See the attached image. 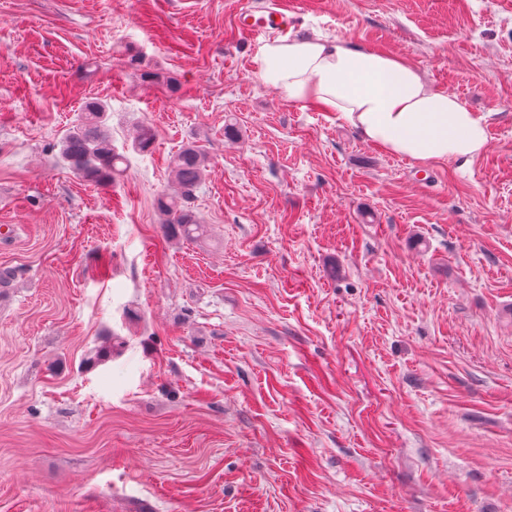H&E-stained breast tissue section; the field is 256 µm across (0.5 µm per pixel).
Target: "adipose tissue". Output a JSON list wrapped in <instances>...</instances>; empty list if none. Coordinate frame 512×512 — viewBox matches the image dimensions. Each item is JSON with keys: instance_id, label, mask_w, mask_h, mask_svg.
<instances>
[{"instance_id": "adipose-tissue-1", "label": "adipose tissue", "mask_w": 512, "mask_h": 512, "mask_svg": "<svg viewBox=\"0 0 512 512\" xmlns=\"http://www.w3.org/2000/svg\"><path fill=\"white\" fill-rule=\"evenodd\" d=\"M255 63L268 88L329 113L391 155L465 167L487 147L485 115L387 53L341 38L288 35L266 41Z\"/></svg>"}]
</instances>
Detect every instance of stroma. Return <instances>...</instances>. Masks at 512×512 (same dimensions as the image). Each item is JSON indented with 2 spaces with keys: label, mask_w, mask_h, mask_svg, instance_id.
Returning <instances> with one entry per match:
<instances>
[{
  "label": "stroma",
  "mask_w": 512,
  "mask_h": 512,
  "mask_svg": "<svg viewBox=\"0 0 512 512\" xmlns=\"http://www.w3.org/2000/svg\"><path fill=\"white\" fill-rule=\"evenodd\" d=\"M263 2L0 0V512H512V0H287L486 113L464 169L266 87ZM89 100L108 185L59 156ZM171 164L177 190L156 199L164 233L170 238L198 239L206 230L196 221L192 203L206 171V155L199 146L190 145L176 153Z\"/></svg>",
  "instance_id": "35a3bbf8"
}]
</instances>
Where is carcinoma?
<instances>
[{"label":"carcinoma","mask_w":512,"mask_h":512,"mask_svg":"<svg viewBox=\"0 0 512 512\" xmlns=\"http://www.w3.org/2000/svg\"><path fill=\"white\" fill-rule=\"evenodd\" d=\"M83 112L59 142L61 158L81 178L96 184L109 183L123 156L112 151L105 129L106 107L98 101H88ZM171 164L177 190L173 194L162 193L156 199L164 233L170 238L198 239L205 235V229L196 221L192 203L206 171V155L200 147L190 145L176 153Z\"/></svg>","instance_id":"carcinoma-1"}]
</instances>
